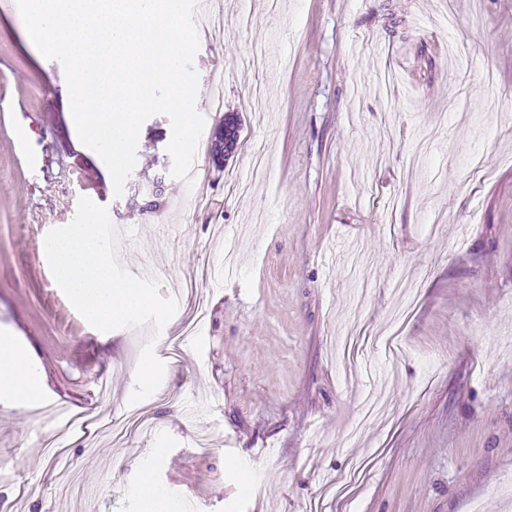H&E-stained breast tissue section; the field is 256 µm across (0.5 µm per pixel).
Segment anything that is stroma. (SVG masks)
<instances>
[{
	"label": "stroma",
	"mask_w": 512,
	"mask_h": 512,
	"mask_svg": "<svg viewBox=\"0 0 512 512\" xmlns=\"http://www.w3.org/2000/svg\"><path fill=\"white\" fill-rule=\"evenodd\" d=\"M208 2L194 183L149 117L130 180L167 178L143 213L0 0V333L43 374L37 402H0V512H143L147 479L162 512H512V0ZM82 196L177 301L161 335L99 331L57 286L44 239ZM401 281L390 359L372 339ZM149 342L163 380L133 404ZM222 124H224V129H222V127L216 129L211 149L213 160L218 164L224 159V153L231 150V140L229 137L224 139V134H231L235 128L238 130L239 125L237 119H234V117L224 118Z\"/></svg>",
	"instance_id": "obj_1"
}]
</instances>
